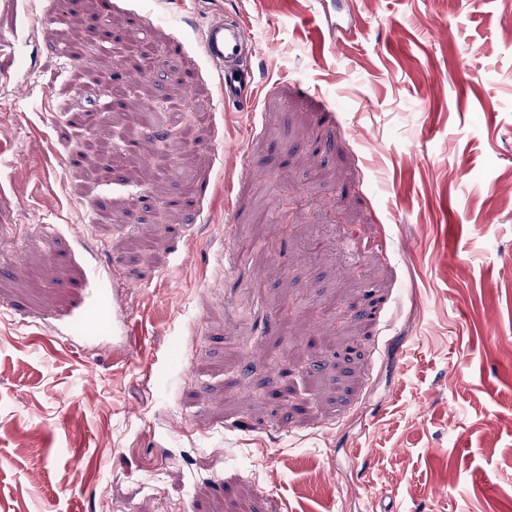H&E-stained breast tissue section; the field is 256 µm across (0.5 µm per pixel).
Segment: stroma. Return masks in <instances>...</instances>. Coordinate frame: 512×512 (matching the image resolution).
<instances>
[{
    "instance_id": "1",
    "label": "stroma",
    "mask_w": 512,
    "mask_h": 512,
    "mask_svg": "<svg viewBox=\"0 0 512 512\" xmlns=\"http://www.w3.org/2000/svg\"><path fill=\"white\" fill-rule=\"evenodd\" d=\"M93 16L208 114L163 193L71 159L157 137L71 83ZM510 187L506 0H0V512H512ZM203 46L208 62L219 74L224 104L248 103L254 79L244 62L257 53L254 37L236 19H224V15H219L207 23Z\"/></svg>"
}]
</instances>
